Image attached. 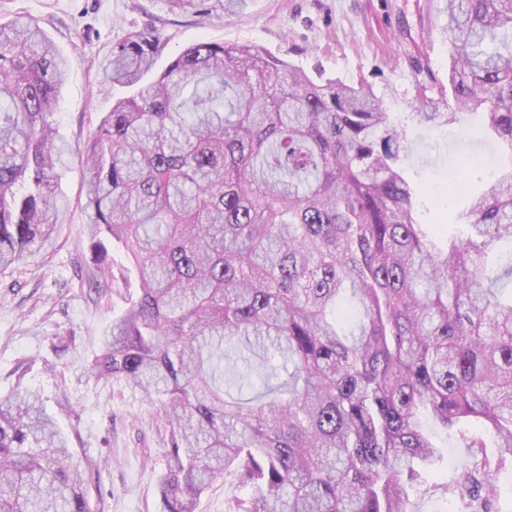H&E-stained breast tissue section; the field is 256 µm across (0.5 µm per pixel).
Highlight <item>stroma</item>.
Wrapping results in <instances>:
<instances>
[{"mask_svg":"<svg viewBox=\"0 0 512 512\" xmlns=\"http://www.w3.org/2000/svg\"><path fill=\"white\" fill-rule=\"evenodd\" d=\"M444 0H238L232 15L174 9L168 0H0V23L24 13L36 19L69 57L70 71L54 119L74 154L60 179L68 207L55 243L37 263L0 272V395L37 393L58 418L87 469L93 512H161L159 481L167 468L169 427L158 407L128 386L101 380L91 365L113 318L138 293L130 262L111 252L109 273L90 280L79 156L103 113L127 90L103 78L101 64L130 33L156 30V71L200 41L244 43L290 62L310 77L364 83L405 134L403 166L427 189L418 219L447 221L485 190L490 171H473L464 188L448 186V170L466 156L488 154L506 164L479 115L456 122L420 121L422 97L447 111L448 17ZM443 459L411 495L414 512H464L454 487L471 451L434 433Z\"/></svg>","mask_w":512,"mask_h":512,"instance_id":"35a3bbf8","label":"stroma"}]
</instances>
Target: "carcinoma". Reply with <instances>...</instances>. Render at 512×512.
Listing matches in <instances>:
<instances>
[{
	"instance_id": "cac0c4a2",
	"label": "carcinoma",
	"mask_w": 512,
	"mask_h": 512,
	"mask_svg": "<svg viewBox=\"0 0 512 512\" xmlns=\"http://www.w3.org/2000/svg\"><path fill=\"white\" fill-rule=\"evenodd\" d=\"M448 84L512 152V0H446ZM160 33L102 70L134 89L85 148L87 234L140 284L93 369L166 417L163 512H195L223 475L229 512H410L439 458L473 448L457 484L491 512L486 441L512 453V167L441 236L404 134L364 87L321 84L245 44L200 41L141 84ZM69 60L30 17L0 24V270L62 224L67 152L52 117ZM0 512H92L81 462L36 394L0 396Z\"/></svg>"
}]
</instances>
